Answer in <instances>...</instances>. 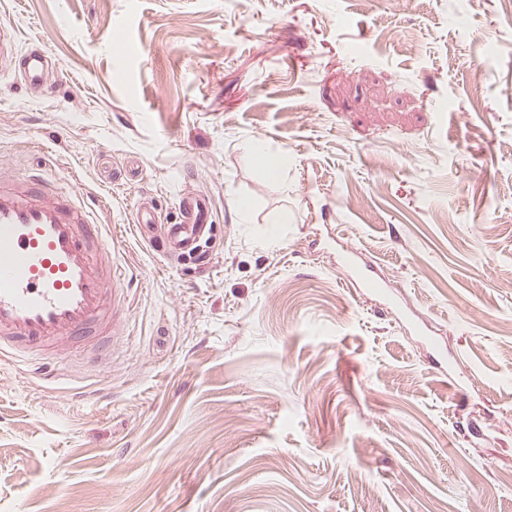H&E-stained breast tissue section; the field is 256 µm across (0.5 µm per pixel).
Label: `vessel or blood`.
<instances>
[{"instance_id":"vessel-or-blood-1","label":"vessel or blood","mask_w":512,"mask_h":512,"mask_svg":"<svg viewBox=\"0 0 512 512\" xmlns=\"http://www.w3.org/2000/svg\"><path fill=\"white\" fill-rule=\"evenodd\" d=\"M14 32L0 24V69L18 59V75L45 95L41 51L17 55ZM211 230L210 201L181 196L165 227L167 250L196 257ZM109 225L79 190L34 171L0 183V359L23 363L30 378L51 382L49 352L61 340L99 352L112 343L125 288L112 275Z\"/></svg>"}]
</instances>
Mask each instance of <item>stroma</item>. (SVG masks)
<instances>
[{"mask_svg":"<svg viewBox=\"0 0 512 512\" xmlns=\"http://www.w3.org/2000/svg\"><path fill=\"white\" fill-rule=\"evenodd\" d=\"M0 23L55 87L0 77V180L99 199L129 284L109 351L60 344L52 384L0 361V512H512V0H0ZM188 193L203 264L133 223ZM369 266L380 293L350 285Z\"/></svg>","mask_w":512,"mask_h":512,"instance_id":"35a3bbf8","label":"stroma"}]
</instances>
